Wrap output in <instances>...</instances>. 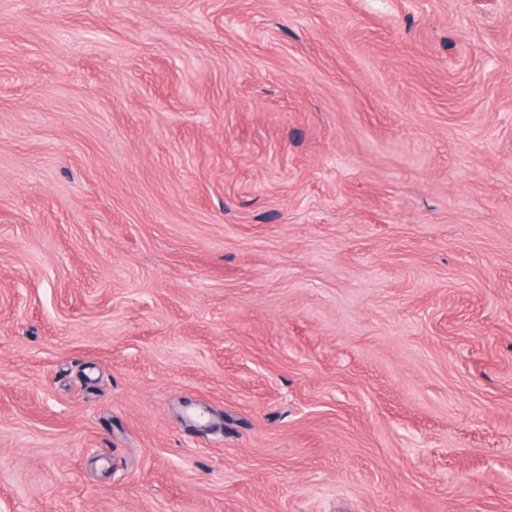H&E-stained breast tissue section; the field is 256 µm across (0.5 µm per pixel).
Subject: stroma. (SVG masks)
<instances>
[{
    "label": "stroma",
    "mask_w": 512,
    "mask_h": 512,
    "mask_svg": "<svg viewBox=\"0 0 512 512\" xmlns=\"http://www.w3.org/2000/svg\"><path fill=\"white\" fill-rule=\"evenodd\" d=\"M0 512H512V0H0Z\"/></svg>",
    "instance_id": "35a3bbf8"
}]
</instances>
